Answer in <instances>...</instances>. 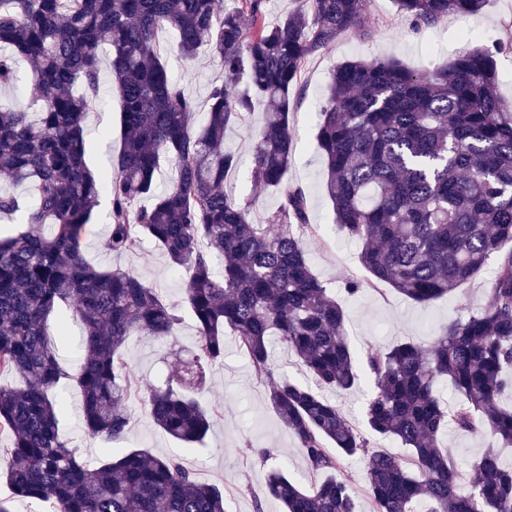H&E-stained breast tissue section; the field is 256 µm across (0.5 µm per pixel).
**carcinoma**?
Returning <instances> with one entry per match:
<instances>
[{"mask_svg":"<svg viewBox=\"0 0 512 512\" xmlns=\"http://www.w3.org/2000/svg\"><path fill=\"white\" fill-rule=\"evenodd\" d=\"M240 2L227 11L224 0H0V44L11 48L0 53V85L16 79L14 58H23L42 100L35 112L0 107V174L29 191L23 202L0 194V215L19 212L27 224L0 234V376L20 378L0 386V432L11 436L0 475L11 498L52 512H226L224 488L199 481L175 455L130 448L92 466L60 433L57 390L71 380L85 434L123 439L133 421L124 349L138 335L172 338L179 324L174 306L133 270L86 259L85 226L106 194L108 251L131 253L148 237L189 272L184 303L198 342L177 374L148 391L145 410L158 428L184 445L202 443L221 411L196 394L224 360L229 332L256 376L269 379V401L312 476L302 485L282 469L267 472L265 494L285 512H358L354 458L365 460L372 512H512V467L498 450L473 463L461 493L442 440L451 424L512 444V408L501 404L512 391V251L502 252L512 242V101L496 88L500 49L468 46L421 72L392 59L347 60L330 76L315 135L324 189L371 275L347 280L346 291L388 285L426 304L497 259L479 314L445 324L426 345L358 353L343 307L310 265L306 240L322 237V227L310 223L306 191L287 172L298 74L340 35L370 33V0H306L310 12L272 27L262 0ZM484 3L394 0L425 26L477 14ZM167 29L184 58L206 46L231 77L212 89L201 124L161 58ZM103 42L121 99L122 148L98 176L85 161L84 122L98 99ZM258 104L250 176L281 195L265 224L224 193L240 164L224 133ZM164 162L175 177L160 191ZM63 306L82 355L74 375L47 330ZM275 342L314 384L271 378ZM363 373L374 393L359 426L322 390H349ZM443 378L458 396L451 408L438 394ZM369 434L400 442L408 459L371 448Z\"/></svg>","mask_w":512,"mask_h":512,"instance_id":"1","label":"carcinoma"}]
</instances>
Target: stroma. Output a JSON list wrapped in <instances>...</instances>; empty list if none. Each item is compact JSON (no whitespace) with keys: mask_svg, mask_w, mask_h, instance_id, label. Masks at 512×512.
Instances as JSON below:
<instances>
[{"mask_svg":"<svg viewBox=\"0 0 512 512\" xmlns=\"http://www.w3.org/2000/svg\"><path fill=\"white\" fill-rule=\"evenodd\" d=\"M371 18L370 35H340L331 47L305 62L298 76L299 93L293 104L291 130L295 150L288 169L289 181L307 191L310 221L321 225L325 237L321 243L308 241L310 264L343 306L349 340L356 350L368 345L384 349L406 339L424 344L442 324L475 315L496 265L486 264L456 295L426 304L413 303L390 288L380 291L367 288L352 297L345 294L346 281L365 278L366 273L358 260L360 244L335 228L332 204L323 189L324 166L315 150V114L327 94L332 71L352 58H391L415 72L445 65L463 47L464 34L471 33L482 36L487 44L502 47L497 85L501 96L512 101V0H486L479 14H452L447 20L422 28L400 14L393 0H373ZM161 56L197 104H204L214 85L229 80L208 48H201L194 61H185L172 32L161 35ZM100 70L99 100L85 122L86 162L98 173L109 169L112 157L119 151L121 112L118 94L112 87L108 57H101ZM106 130L111 136L105 140L101 134ZM227 190L249 205L251 217L258 224L265 223L280 203L276 189L255 187L245 175L228 178ZM108 209V199H101L85 226L87 260L97 267L121 266L135 270L145 282L158 289L166 302L177 305L179 332L172 341L136 336L126 346L125 358L131 372L128 406L134 422L124 439L112 443L86 438L80 396L71 384L62 392L63 434L70 438L75 452L90 463L103 454H118L128 448L174 454L198 480L223 486L227 512H283L280 502L263 495L266 469L260 454L264 451L274 454L277 464L301 482L308 479L306 462L269 402L267 381L255 377L232 336H225L224 360L209 369L206 386L199 395L203 403L218 406L222 412L203 444L181 447L149 419L143 404L147 385L162 383L175 373L196 345L195 321L182 305L188 274L171 268L161 247L148 240L142 241L130 254L108 252L103 246L109 231Z\"/></svg>","mask_w":512,"mask_h":512,"instance_id":"stroma-1","label":"stroma"}]
</instances>
